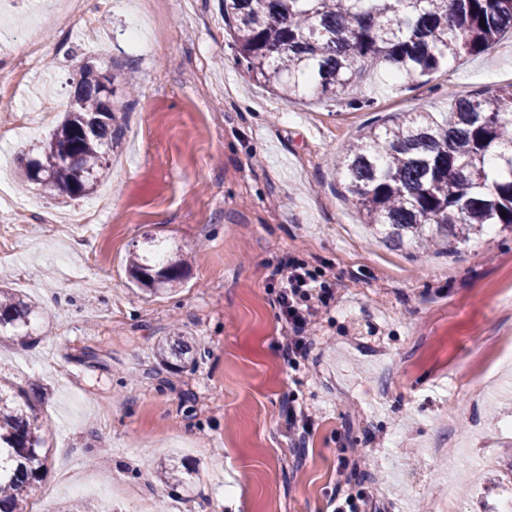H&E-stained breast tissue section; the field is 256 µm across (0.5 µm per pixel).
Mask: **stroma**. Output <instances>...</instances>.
I'll use <instances>...</instances> for the list:
<instances>
[{"label":"stroma","instance_id":"35a3bbf8","mask_svg":"<svg viewBox=\"0 0 512 512\" xmlns=\"http://www.w3.org/2000/svg\"><path fill=\"white\" fill-rule=\"evenodd\" d=\"M222 0H154L155 52L132 45L137 0H101L90 23L53 0L0 10V41L38 26L39 71L7 108L0 152L38 149L61 119L76 65H118L137 82L112 206L55 236L46 213L23 226L0 279L41 306L31 347L0 345V379L48 390V470L31 512L85 504L100 512H333L335 494L377 512H495L512 478V366L485 339L512 338V232L458 253L386 246L364 222L333 159L361 131L404 112L443 118L448 93L512 84V35L423 85L378 77L353 88L366 108L286 102L255 82L229 45ZM187 259L175 290L146 295L127 259L150 240ZM325 272L332 298L307 358L281 355L279 255ZM194 336L193 364L168 371L156 340L172 323ZM98 357L90 367L85 353ZM314 430L294 445L289 409ZM191 470L165 486L172 456Z\"/></svg>","mask_w":512,"mask_h":512}]
</instances>
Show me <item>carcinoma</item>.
Segmentation results:
<instances>
[{
  "mask_svg": "<svg viewBox=\"0 0 512 512\" xmlns=\"http://www.w3.org/2000/svg\"><path fill=\"white\" fill-rule=\"evenodd\" d=\"M231 46L250 76L286 101L336 99L370 72L391 68L399 85L418 83L463 54H480L512 32V0H224ZM61 123L37 156L17 159L25 182L60 204L94 194L122 143L128 102L105 101L100 72L79 66ZM448 116L406 112L364 129L334 159L345 191L391 247L439 246L448 253L496 225L512 231V84L484 95L448 93ZM155 245L128 258L135 285L168 292L188 261H155ZM38 306L0 284V343L33 341ZM195 339L178 328L155 344L166 368L194 360ZM46 431L31 400L0 384V512H30L42 481ZM165 485L190 470L175 460L157 471Z\"/></svg>",
  "mask_w": 512,
  "mask_h": 512,
  "instance_id": "obj_1",
  "label": "carcinoma"
}]
</instances>
